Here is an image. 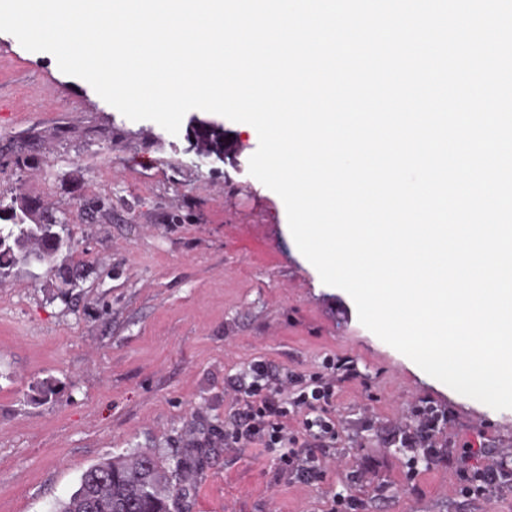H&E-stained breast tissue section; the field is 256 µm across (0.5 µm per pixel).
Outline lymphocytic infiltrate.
I'll use <instances>...</instances> for the list:
<instances>
[{"instance_id":"lymphocytic-infiltrate-1","label":"lymphocytic infiltrate","mask_w":512,"mask_h":512,"mask_svg":"<svg viewBox=\"0 0 512 512\" xmlns=\"http://www.w3.org/2000/svg\"><path fill=\"white\" fill-rule=\"evenodd\" d=\"M351 376L346 358L324 359L321 372L310 376L289 375V389L273 387L274 374L264 361H255L248 372L230 380L236 407L224 423V445L243 448L258 444L280 449L279 467L305 482L324 481L326 466L309 453L313 443H332L338 436L333 400L339 382ZM411 428L401 437L410 454L408 470L419 461L447 459L456 479V490L473 500H491L512 489V465L482 448H449L440 456L437 435L452 428L449 416L431 406L411 409Z\"/></svg>"}]
</instances>
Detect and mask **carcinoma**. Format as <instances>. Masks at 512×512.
<instances>
[{
  "label": "carcinoma",
  "mask_w": 512,
  "mask_h": 512,
  "mask_svg": "<svg viewBox=\"0 0 512 512\" xmlns=\"http://www.w3.org/2000/svg\"><path fill=\"white\" fill-rule=\"evenodd\" d=\"M195 136L204 149L224 152L219 128L204 124ZM65 231V225L55 223L51 215L41 224H25L0 206V277L30 260L54 269L53 261L66 245ZM191 466V458L186 457L167 469L156 453L146 450L94 463L55 512H173L180 482Z\"/></svg>",
  "instance_id": "1"
}]
</instances>
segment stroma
<instances>
[{
	"label": "stroma",
	"mask_w": 512,
	"mask_h": 512,
	"mask_svg": "<svg viewBox=\"0 0 512 512\" xmlns=\"http://www.w3.org/2000/svg\"><path fill=\"white\" fill-rule=\"evenodd\" d=\"M213 118L190 110L175 136L129 120L52 54L0 32V201L52 210L70 237L57 262L78 279L63 291L33 261L0 280V512H51L91 464L130 448L194 457L177 512H326L343 489L364 512H512V493L459 496L444 463L408 478L392 433L418 401L452 413L457 443L501 451L512 409L458 394L365 328L298 250L282 199L250 175L253 126L223 120V157L197 164L193 122ZM328 355L356 377L336 392L335 444L315 451L325 482L210 436L234 408L230 378L253 361L311 374ZM48 378L58 392L46 399ZM352 470L373 483L347 484Z\"/></svg>",
	"instance_id": "obj_1"
}]
</instances>
